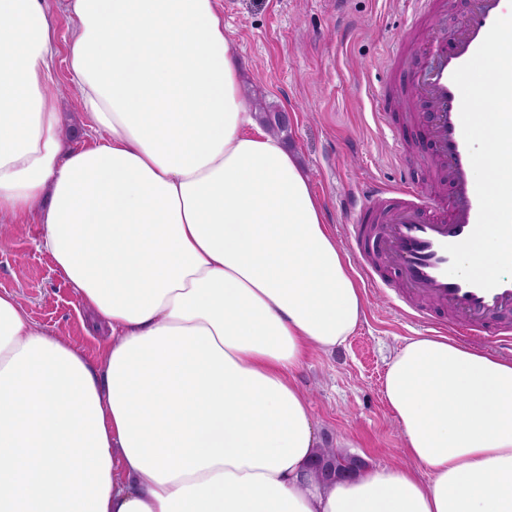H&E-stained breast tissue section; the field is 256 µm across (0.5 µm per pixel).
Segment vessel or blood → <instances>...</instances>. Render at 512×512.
<instances>
[{"mask_svg": "<svg viewBox=\"0 0 512 512\" xmlns=\"http://www.w3.org/2000/svg\"><path fill=\"white\" fill-rule=\"evenodd\" d=\"M414 19H425L418 57L394 63L405 74L403 98L422 104L420 134L429 147L421 161L443 173L447 191L429 196L406 179L372 182L352 193L346 227L355 257L370 287L398 278L408 302L427 301L454 316L453 334L485 341L490 325L512 315V278L486 291L448 275L445 247L465 240L478 218L475 175L461 124V94L453 72L477 51L493 23L508 10L505 0H469L464 19L448 30L434 0H414Z\"/></svg>", "mask_w": 512, "mask_h": 512, "instance_id": "b4317fda", "label": "vessel or blood"}]
</instances>
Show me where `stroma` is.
I'll return each instance as SVG.
<instances>
[{"instance_id":"obj_1","label":"stroma","mask_w":512,"mask_h":512,"mask_svg":"<svg viewBox=\"0 0 512 512\" xmlns=\"http://www.w3.org/2000/svg\"><path fill=\"white\" fill-rule=\"evenodd\" d=\"M219 10L251 111L288 114L282 139L307 171L343 252L351 250L343 228L348 192L407 175L434 189L437 173L415 162L426 146L407 106L385 92L391 52H413L408 0H220ZM382 110L390 112L392 127L377 123ZM400 141L407 148L403 160L396 152ZM40 237L33 219L8 226L0 239V293L16 294L36 327L62 335L98 364L109 330L79 306ZM401 295L395 282L384 292L366 288L354 334L334 351H309L295 372L323 442L367 467L409 465L384 398L385 373L408 339L436 334L453 321L451 313L434 309L430 325L413 324L398 306Z\"/></svg>"}]
</instances>
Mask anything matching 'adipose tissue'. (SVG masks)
<instances>
[{"instance_id":"obj_1","label":"adipose tissue","mask_w":512,"mask_h":512,"mask_svg":"<svg viewBox=\"0 0 512 512\" xmlns=\"http://www.w3.org/2000/svg\"><path fill=\"white\" fill-rule=\"evenodd\" d=\"M0 0V217L31 216L101 368L0 293V512H512V357L417 336L384 381L411 466L321 483L294 372L363 291L319 198L245 106L218 0ZM48 4L54 14L57 45L59 55L56 64V78L60 89L64 85L72 84L70 73L66 62V50L68 43L73 38V22L71 14L66 10L61 0H48ZM55 107L57 112H62L61 118L65 132L69 134V131H71L69 135L70 145L74 148L89 145L91 140L82 134L83 120L77 108L75 98L59 94L55 101Z\"/></svg>"}]
</instances>
